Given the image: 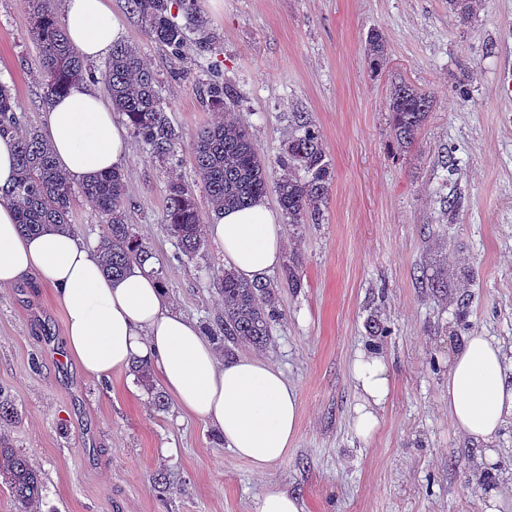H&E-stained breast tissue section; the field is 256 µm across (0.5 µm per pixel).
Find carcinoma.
Segmentation results:
<instances>
[{
    "label": "carcinoma",
    "instance_id": "1",
    "mask_svg": "<svg viewBox=\"0 0 512 512\" xmlns=\"http://www.w3.org/2000/svg\"><path fill=\"white\" fill-rule=\"evenodd\" d=\"M34 33L40 46L41 73L45 99L66 90L69 83L86 72L84 61L68 42L64 26L50 0H33ZM197 0H128L129 8L141 16L147 36L179 55L190 35H198L199 45L215 43L196 10ZM476 0H448V10L463 19L473 15ZM182 11L184 22L177 21L172 9ZM369 65L379 69L385 60L384 37L372 32L367 38ZM105 80L112 98V109L128 120L136 138L161 160L176 156L183 135L168 117L157 93V79L145 68L136 49L125 43L112 45ZM205 104L217 110L234 102L230 86L217 77L202 88ZM432 96L406 81L394 86L389 103L391 128L397 143L411 148L429 118ZM18 121L16 103L9 87L0 84V133L11 131ZM196 171L206 190L211 208H242L266 194L270 170L285 171L277 183L278 201L290 224L316 223L333 181L332 167L323 149L322 136L306 116H296L288 141L274 164L256 151L249 130L233 120H224L200 130L190 144ZM18 179L0 189V200L16 206L17 222L25 233L54 228L71 229L73 187L57 168L51 148L43 134L30 130L16 140ZM82 194L105 217L108 229L99 243L98 253L107 274L123 276L136 263L144 266L151 252L126 222L125 175L111 171L81 184ZM203 218L190 189L180 183L169 185L165 226L179 244L180 253L194 257L204 246ZM224 296V320L205 326L207 335L218 343L229 341L262 347L270 340L271 325L280 316L275 300L279 285L250 282L234 271L217 275ZM137 381L151 394L155 407L165 408L167 400L153 385L150 366L136 362ZM0 476L10 496L20 508L41 499L42 480L27 458L0 437Z\"/></svg>",
    "mask_w": 512,
    "mask_h": 512
}]
</instances>
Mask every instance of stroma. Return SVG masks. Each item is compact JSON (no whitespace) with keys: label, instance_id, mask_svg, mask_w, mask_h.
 <instances>
[{"label":"stroma","instance_id":"obj_1","mask_svg":"<svg viewBox=\"0 0 512 512\" xmlns=\"http://www.w3.org/2000/svg\"><path fill=\"white\" fill-rule=\"evenodd\" d=\"M109 4L186 140L171 167L131 139L123 168L127 221L150 246L177 313L200 325L224 317L220 249L209 242L179 261L163 223L174 180L211 215L188 142L218 113L198 87L223 73L235 117L266 160L280 154L296 113L322 134L334 175L322 216L285 225L283 264L267 276L279 281L294 263L300 287L278 290L280 318L265 347H215L219 360L254 354L282 370L297 390L299 429L287 456L252 470L176 400L156 409L130 369L84 374L66 351L57 294L29 278L0 288V389L17 410L0 436L43 477L32 512H254L269 483L298 494L305 512H482L490 492L512 485V419L492 460L460 435L448 416V360L466 336L483 333L512 366V99L496 84L512 55V0H481L466 20L449 13L448 0H198L218 40L209 50L188 43L179 58L146 35L128 0ZM33 11L32 0H0V82L16 97L22 128L39 130L46 100ZM374 30L387 43L378 70L365 50ZM401 80L433 97L407 150L390 124ZM449 151L452 176L441 165ZM452 189L460 205L447 214L440 199ZM71 222L92 246L106 227L78 194ZM442 268L444 299L419 282ZM466 274L470 304L461 313L457 283ZM374 317L387 335H371ZM369 350L386 356L393 391L378 431L364 439L352 427L349 367ZM159 472L173 494L155 488Z\"/></svg>","mask_w":512,"mask_h":512}]
</instances>
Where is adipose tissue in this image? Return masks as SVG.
Wrapping results in <instances>:
<instances>
[{
	"label": "adipose tissue",
	"mask_w": 512,
	"mask_h": 512,
	"mask_svg": "<svg viewBox=\"0 0 512 512\" xmlns=\"http://www.w3.org/2000/svg\"><path fill=\"white\" fill-rule=\"evenodd\" d=\"M73 49L85 60L108 56L125 29L107 0H62ZM44 129L57 165L73 180L122 169L129 153L125 125L111 104L83 81L53 97ZM208 237L225 266L246 279L278 267L285 248L283 218L265 199L212 213ZM53 288L65 314L67 350L96 378L133 360L152 364L180 408L219 430L227 448L256 471L288 453L298 432L297 391L282 371L256 357L219 362L199 326L172 311L159 282L139 267L108 275L94 251L66 232L21 231L10 203L0 201V288L26 277ZM358 393L353 427L370 438L391 393L386 358L358 352L350 365ZM448 413L464 436L491 446L512 418V378L500 344L469 336L448 367Z\"/></svg>",
	"instance_id": "obj_1"
}]
</instances>
